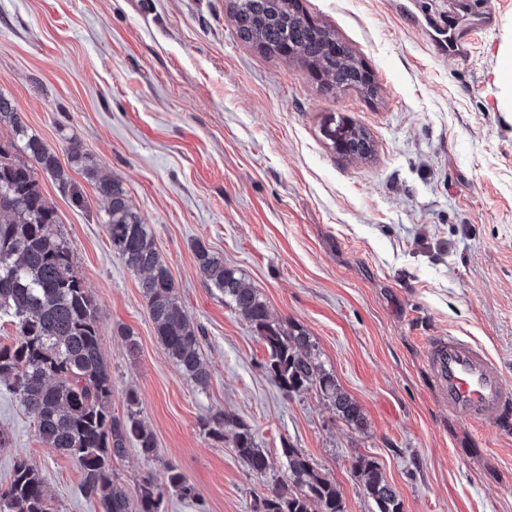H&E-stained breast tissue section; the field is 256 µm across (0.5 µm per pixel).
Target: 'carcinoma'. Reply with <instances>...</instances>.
<instances>
[{"instance_id": "cac0c4a2", "label": "carcinoma", "mask_w": 512, "mask_h": 512, "mask_svg": "<svg viewBox=\"0 0 512 512\" xmlns=\"http://www.w3.org/2000/svg\"><path fill=\"white\" fill-rule=\"evenodd\" d=\"M232 20L240 39L269 54L287 44L316 73L329 93L357 89L370 94L362 61L347 48L325 52L334 33L314 22L294 0H233ZM13 132L8 148L0 146V314L13 318L16 341L0 346V382L10 386L32 416L40 441L71 457L82 472L81 492L102 512H166L162 489L146 479L130 498L112 478V461L135 446L142 458L157 457V441L138 411L139 397L126 395V417L112 416V376L100 352L97 303L73 269V247L54 234L56 210L44 197L37 176L41 170L66 191L71 203L86 206L85 192L73 181L55 153L28 131L14 101L0 93V124ZM344 156L365 159L372 152L368 133L355 126L343 129ZM71 166L94 183L106 202L103 223L112 251L139 277V287L158 340L168 357L196 386L206 388L210 371L200 355L199 330L188 319L176 294L166 261L135 210L121 180L99 174L81 143L69 140ZM197 266L206 285L224 295V303L242 314L265 344L263 369L281 392L316 389L354 431H363L362 407L345 392L333 371L319 361L316 343L302 328L270 316L267 303L244 277L211 253L195 248ZM215 439L231 438L252 473L264 476L269 457L252 428L219 411L203 424ZM286 477L262 496L254 512H345L336 481L287 441L281 442ZM352 468L363 480L373 512H403L397 490L378 463L359 455ZM166 488L194 502L198 494L180 469L165 468ZM0 512H53L44 479L23 456L12 464L10 482L0 487Z\"/></svg>"}]
</instances>
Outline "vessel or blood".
Instances as JSON below:
<instances>
[{"mask_svg": "<svg viewBox=\"0 0 512 512\" xmlns=\"http://www.w3.org/2000/svg\"><path fill=\"white\" fill-rule=\"evenodd\" d=\"M497 16L494 0H484L476 20L448 23L442 19L430 24V41L437 54L460 55L473 43L476 27H486ZM428 365L441 399L450 414L480 424L491 414L512 410V383L507 382L496 364L478 346L460 337H438L428 354Z\"/></svg>", "mask_w": 512, "mask_h": 512, "instance_id": "b4317fda", "label": "vessel or blood"}]
</instances>
